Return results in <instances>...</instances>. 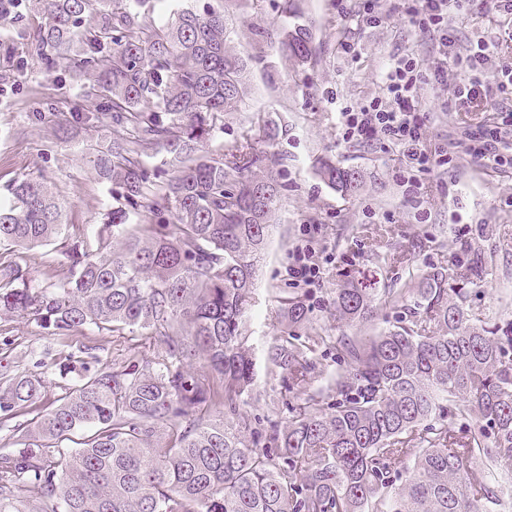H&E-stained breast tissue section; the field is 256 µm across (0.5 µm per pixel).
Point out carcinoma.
I'll use <instances>...</instances> for the list:
<instances>
[{
    "instance_id": "carcinoma-1",
    "label": "carcinoma",
    "mask_w": 512,
    "mask_h": 512,
    "mask_svg": "<svg viewBox=\"0 0 512 512\" xmlns=\"http://www.w3.org/2000/svg\"><path fill=\"white\" fill-rule=\"evenodd\" d=\"M44 23L27 38L53 75L84 80L94 112L58 119L66 138L102 128L87 146L112 198L93 239L68 248L69 275L49 290L0 259V317H28L49 336L93 325L150 336L161 359L80 374L55 406L25 421L45 380L0 373V427L17 448L0 455V512H478L508 508L512 478V321L490 325L468 294L434 268L398 293L408 323L332 340L301 328L310 308L283 300L284 334L267 363L305 390L309 354L336 351L326 395H310L287 425L245 435L241 405L255 362L242 330L255 267L281 184L280 158L251 140L217 157L202 150L246 96L245 64L224 10L205 2L156 20L151 0H34ZM283 50L312 60L308 27ZM161 150L180 164L163 179L145 164ZM333 188L355 193L358 171L318 161ZM0 196V247L32 251L68 240L67 206L39 173ZM336 321L373 316L370 289H336ZM207 362L196 369L194 363ZM454 415L474 421L459 433ZM411 465L400 470L405 461Z\"/></svg>"
}]
</instances>
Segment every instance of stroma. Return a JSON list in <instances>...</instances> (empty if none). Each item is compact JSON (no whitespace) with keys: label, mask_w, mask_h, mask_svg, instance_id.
Wrapping results in <instances>:
<instances>
[{"label":"stroma","mask_w":512,"mask_h":512,"mask_svg":"<svg viewBox=\"0 0 512 512\" xmlns=\"http://www.w3.org/2000/svg\"><path fill=\"white\" fill-rule=\"evenodd\" d=\"M403 0H382L389 16L378 26L367 24L363 0H297L299 18H289L285 0H226L234 18L233 49L249 56V93L224 115V127L206 143L211 154L243 134L271 121L284 126L275 146L282 155L283 195L275 227L255 278L251 309L243 329L255 357L254 389L241 407L248 431L266 430L269 421L287 423L291 409L306 395L288 387L286 375L266 361L269 345L283 325L280 301L305 297L312 308L310 335L341 334L330 313L337 288L354 279L374 284L375 316L363 332L377 335L396 325L402 308L386 303L388 291L403 288L432 267L461 273L472 256L482 259L481 280L471 286V313L494 322L512 320V168L491 167L458 154L454 167H438L407 183L409 170L401 147L376 138L346 139L341 112L383 97L385 75L398 60L411 59L429 73L440 65L439 36L421 31L402 9ZM21 31L0 37V71L9 73L16 93L0 96V186L12 178L40 170L70 205L71 234H91L111 198L97 183L79 143L108 145L107 132L93 128L78 142L55 136L56 124L37 122L36 113H69L83 100V83L67 73L48 80L44 67L28 51L24 32L36 28L39 16L23 9ZM313 23L315 56L300 64L287 58L281 45L284 29ZM512 29V16L497 14L487 0L472 11L448 16V32L457 52L477 41L495 42V53L483 79L496 84L500 70L512 66V42L500 33ZM464 70L449 67L444 82H427L418 90L426 115V146L437 150L453 144L463 128L501 111H512V94L480 99L452 110ZM328 156L363 177L360 193L350 196L329 186L316 160ZM315 239L320 267L316 287L297 284L290 275L291 255L304 236ZM32 278L41 286L64 279L69 263L57 245L21 254ZM159 342L139 335L115 336L87 325L71 336H50L36 323L15 317L0 320V359L16 372L38 374L48 384L35 411L51 409L73 381L60 366L96 371L124 361H156Z\"/></svg>","instance_id":"stroma-1"}]
</instances>
